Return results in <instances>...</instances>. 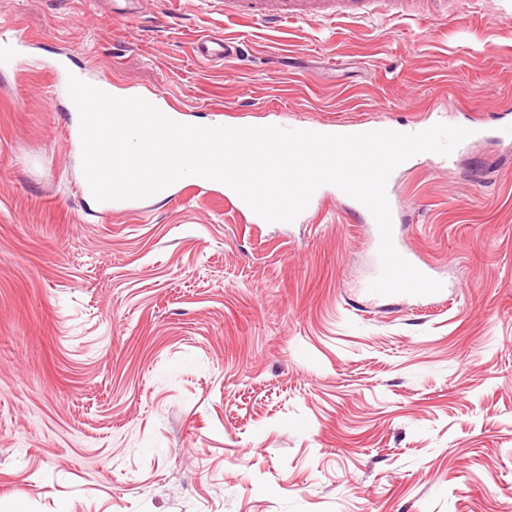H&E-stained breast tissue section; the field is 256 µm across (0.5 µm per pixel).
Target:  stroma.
<instances>
[{
    "label": "stroma",
    "instance_id": "1",
    "mask_svg": "<svg viewBox=\"0 0 512 512\" xmlns=\"http://www.w3.org/2000/svg\"><path fill=\"white\" fill-rule=\"evenodd\" d=\"M224 0H0V512H512V0L266 25ZM240 61H201L204 36ZM184 121L474 116L405 165L406 247L447 291L371 298L367 223L327 201L258 224L183 182L133 212L82 194L51 64ZM16 38V42L13 44V47L10 51L6 53L0 54V65L2 66H15L20 67L23 62V51L22 47L24 46V42L17 36L15 30L12 26L1 25L0 26V41L8 42L9 39ZM243 45L239 38L231 33H224V37L214 36L202 40L197 45V54L204 61H220L226 64L242 56Z\"/></svg>",
    "mask_w": 512,
    "mask_h": 512
}]
</instances>
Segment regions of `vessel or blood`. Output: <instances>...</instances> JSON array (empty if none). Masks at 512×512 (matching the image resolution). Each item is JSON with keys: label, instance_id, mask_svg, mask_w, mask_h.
<instances>
[{"label": "vessel or blood", "instance_id": "b4317fda", "mask_svg": "<svg viewBox=\"0 0 512 512\" xmlns=\"http://www.w3.org/2000/svg\"><path fill=\"white\" fill-rule=\"evenodd\" d=\"M371 0H225L226 14L282 24L293 21H320L336 17L360 18L367 14ZM13 27L0 26V41L11 42L10 51L0 54V65L21 66L24 62L22 42L16 41ZM197 53L208 62L228 63L241 57L242 41L232 34L209 37L197 46Z\"/></svg>", "mask_w": 512, "mask_h": 512}]
</instances>
